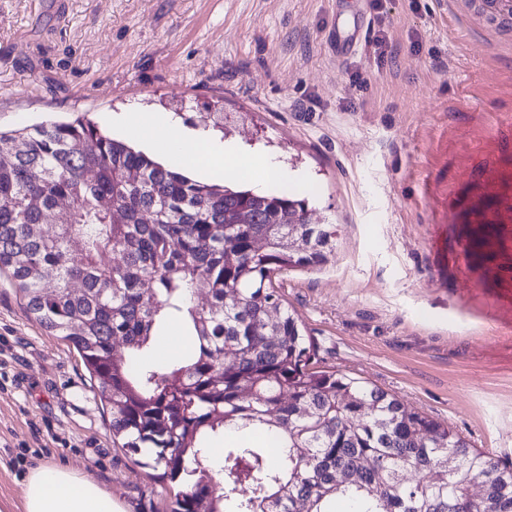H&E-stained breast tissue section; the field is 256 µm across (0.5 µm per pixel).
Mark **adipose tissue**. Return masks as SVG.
Listing matches in <instances>:
<instances>
[{
    "mask_svg": "<svg viewBox=\"0 0 512 512\" xmlns=\"http://www.w3.org/2000/svg\"><path fill=\"white\" fill-rule=\"evenodd\" d=\"M112 125L123 133L141 136L148 147H160L168 161L191 160L201 177L249 176L264 188L285 178L270 157L240 151L206 132L188 130L167 113L123 112L113 115ZM22 498L24 512H127L90 476L62 464L31 467L23 482Z\"/></svg>",
    "mask_w": 512,
    "mask_h": 512,
    "instance_id": "ef3b65f1",
    "label": "adipose tissue"
}]
</instances>
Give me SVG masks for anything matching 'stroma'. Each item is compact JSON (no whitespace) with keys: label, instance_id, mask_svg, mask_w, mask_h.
Wrapping results in <instances>:
<instances>
[{"label":"stroma","instance_id":"35a3bbf8","mask_svg":"<svg viewBox=\"0 0 512 512\" xmlns=\"http://www.w3.org/2000/svg\"><path fill=\"white\" fill-rule=\"evenodd\" d=\"M362 6L340 58L336 0H0V129L85 113L108 131L133 109L201 129L223 113L221 140L275 157L282 191L336 227L325 263L273 281L321 366L512 458V15ZM108 419L78 353L0 272V512H23L39 462L128 512H170L179 485L115 447ZM365 25V16L361 9L347 13L341 9L336 12V26L333 40L336 52L344 54L354 49L358 36Z\"/></svg>","mask_w":512,"mask_h":512}]
</instances>
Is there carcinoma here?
Segmentation results:
<instances>
[{
  "instance_id": "obj_1",
  "label": "carcinoma",
  "mask_w": 512,
  "mask_h": 512,
  "mask_svg": "<svg viewBox=\"0 0 512 512\" xmlns=\"http://www.w3.org/2000/svg\"><path fill=\"white\" fill-rule=\"evenodd\" d=\"M335 235L303 199L189 178L85 117L0 131V270L81 356L112 441L183 483L172 512H512L511 460L310 368L272 278ZM163 321L190 338L168 366L141 359Z\"/></svg>"
}]
</instances>
